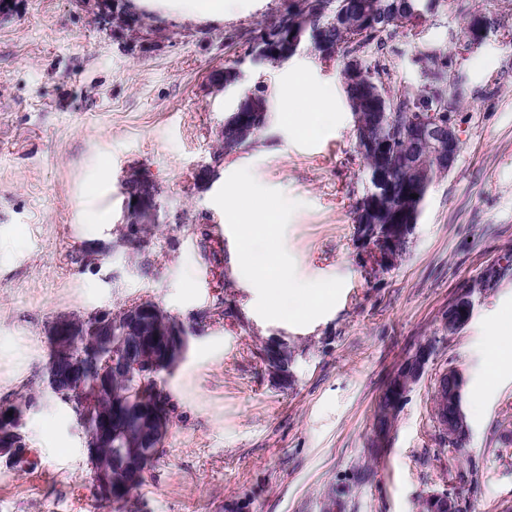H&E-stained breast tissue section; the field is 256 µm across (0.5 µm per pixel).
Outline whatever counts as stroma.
<instances>
[{
    "mask_svg": "<svg viewBox=\"0 0 512 512\" xmlns=\"http://www.w3.org/2000/svg\"><path fill=\"white\" fill-rule=\"evenodd\" d=\"M288 0H224L220 17L162 0H11L0 12V404L39 389L22 424L27 465L0 456V512H101L75 413L43 389L47 330L63 315L116 310L151 298L189 332L188 349L160 384L173 413L161 453L135 491L139 512H325L330 488L349 486L343 512H419L436 491L463 512L512 507V366L493 382L491 336L512 323V38L490 33L459 53L466 88L457 117L456 167L431 187L396 266L371 268L353 206L363 191L353 119L340 68L299 51L280 64L246 58L250 30ZM503 0H448L389 42L397 83L417 88L418 47L457 51L471 14ZM142 25L117 23V11ZM237 66L218 91L213 80ZM331 94L315 135H300L282 107L295 80ZM264 86L267 130L214 162L239 97ZM211 174L197 181L201 166ZM160 186L159 228L144 255L125 245L123 180L132 168ZM249 175L246 199L226 196ZM281 199L274 236L240 244L252 202ZM109 245L92 263L88 245ZM275 261L327 301L296 315L297 295L273 310L254 284ZM503 277L474 295L469 323L448 334L443 314L487 269ZM222 310L220 320L199 312ZM290 350L280 383L260 358L268 340ZM433 353L411 388L386 448L370 460L376 403L400 363ZM466 378L469 437L442 449L435 379ZM370 481L355 484L363 465Z\"/></svg>",
    "mask_w": 512,
    "mask_h": 512,
    "instance_id": "stroma-1",
    "label": "stroma"
}]
</instances>
